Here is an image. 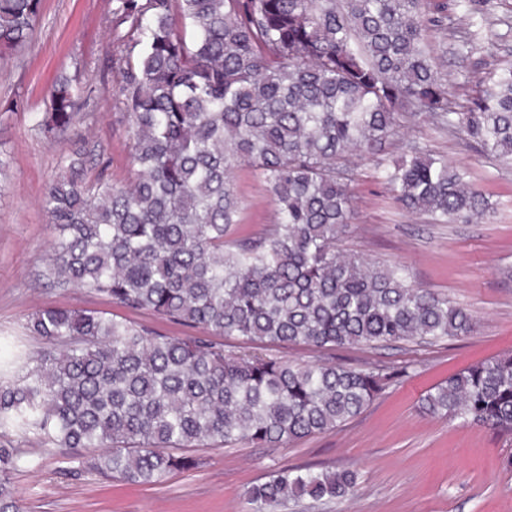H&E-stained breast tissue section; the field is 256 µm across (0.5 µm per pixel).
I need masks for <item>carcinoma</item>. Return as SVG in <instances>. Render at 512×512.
Returning a JSON list of instances; mask_svg holds the SVG:
<instances>
[{
	"label": "carcinoma",
	"instance_id": "cac0c4a2",
	"mask_svg": "<svg viewBox=\"0 0 512 512\" xmlns=\"http://www.w3.org/2000/svg\"><path fill=\"white\" fill-rule=\"evenodd\" d=\"M124 26L117 59L133 177H89L78 148L43 203L56 230L46 275L130 311L149 310L201 336H168L67 306L35 310L44 342L26 372L0 382V512H20L11 475L19 442L75 454L69 472L131 484L198 467L184 450L241 443L279 448L360 415L400 372L272 353L232 354L223 339L316 350L470 335L471 311L409 282L400 265L337 247L353 215L355 160L403 208L434 224L490 212L460 165L417 142L380 158L399 111L462 132L512 162V61L458 111L422 46L433 0H114ZM41 0H0V58L25 45ZM84 88L50 94L36 128L53 140L80 122ZM246 166L275 204L274 223L234 236ZM421 411L512 436V351L431 388ZM180 449L175 454L170 449ZM358 488L354 470L284 469L247 492L251 512L290 500L330 502Z\"/></svg>",
	"mask_w": 512,
	"mask_h": 512
}]
</instances>
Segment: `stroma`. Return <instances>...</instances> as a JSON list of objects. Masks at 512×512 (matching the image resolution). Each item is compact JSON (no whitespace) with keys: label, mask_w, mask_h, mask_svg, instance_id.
Returning a JSON list of instances; mask_svg holds the SVG:
<instances>
[{"label":"stroma","mask_w":512,"mask_h":512,"mask_svg":"<svg viewBox=\"0 0 512 512\" xmlns=\"http://www.w3.org/2000/svg\"><path fill=\"white\" fill-rule=\"evenodd\" d=\"M112 0H42L31 42L0 61V353H34L40 339L24 329L28 315L65 305L130 318L166 335L181 326L148 311L128 312L107 297L54 286L44 276L54 240L41 199L61 171L60 159L77 147L101 155L108 177L130 176L127 117L119 101L120 75L112 63ZM492 27L467 20L448 6V33L429 29L426 40L438 72L467 100L502 60H512V0H492ZM90 88L85 123L56 140L33 128L46 112L60 78ZM469 169L474 187L496 207L471 224H431L400 208L376 178L373 161L359 164L352 184L354 214L339 246L379 263H401L413 282L448 296L477 319L472 335L439 342L397 343L375 349H279L302 362L399 368L403 374L361 415L343 427L280 448L239 445L198 448V468L176 471L151 485H126L99 476L69 475L68 454L25 444L15 472L21 512H250L246 492L273 471L310 467L352 469L355 496L312 504L288 502L280 512H512V439L490 429L462 427L419 408L437 383L471 363L512 350V166L488 156L464 134L435 129L425 117L405 116L384 151L397 158L410 141ZM241 200L239 234L270 224L274 205L266 186L246 168L233 178Z\"/></svg>","instance_id":"stroma-1"}]
</instances>
